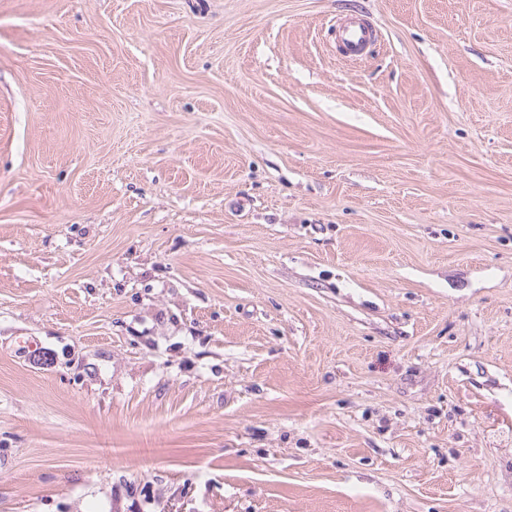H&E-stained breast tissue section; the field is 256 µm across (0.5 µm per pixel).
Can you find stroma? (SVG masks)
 <instances>
[{
    "label": "stroma",
    "mask_w": 512,
    "mask_h": 512,
    "mask_svg": "<svg viewBox=\"0 0 512 512\" xmlns=\"http://www.w3.org/2000/svg\"><path fill=\"white\" fill-rule=\"evenodd\" d=\"M175 507L512 512V0H0V512ZM377 38V30L363 23L357 16H352L348 24L340 26L336 33L338 46L351 58L373 45Z\"/></svg>",
    "instance_id": "stroma-1"
}]
</instances>
